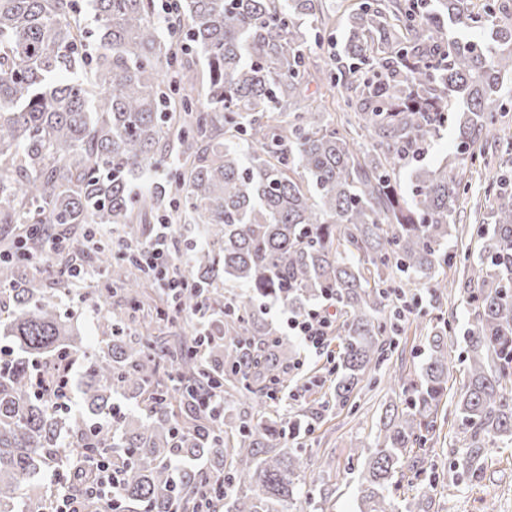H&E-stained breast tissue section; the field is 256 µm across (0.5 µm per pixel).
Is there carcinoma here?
Instances as JSON below:
<instances>
[{"mask_svg":"<svg viewBox=\"0 0 512 512\" xmlns=\"http://www.w3.org/2000/svg\"><path fill=\"white\" fill-rule=\"evenodd\" d=\"M89 7L0 0V224L15 229L0 240V512H49L35 483L49 469L62 475L57 492L84 493L91 450L119 464L112 512H194L201 484L221 473L250 485L224 495V512H286L307 486L290 445L304 423L267 413L266 395L288 385L299 353L257 301L293 315L336 308L330 383L343 407L395 347L406 288L433 279L431 296L444 299L436 273L452 260L455 202L512 103L508 2L361 0L334 72L306 61L325 0H166L165 26L155 0ZM450 23L473 36H448ZM312 83L352 91L344 120L309 101ZM448 127L452 151L424 162ZM167 202L164 217L203 233L177 277L223 313L207 319L202 361L188 322L174 343L152 342L153 323L178 317L133 255L112 260L109 245L90 244L93 226L111 224L131 250ZM487 209L482 255L464 256L459 280L476 320L454 407L470 478L490 444L512 438V171L489 185ZM27 256L43 260L38 272ZM92 257L107 270L106 286L87 291L102 327L93 343L57 302L66 270ZM450 333L435 326L419 379L385 404L359 512H426L393 490L407 455L436 433ZM70 363L79 413L40 391ZM203 380L237 394L222 421L175 391Z\"/></svg>","mask_w":512,"mask_h":512,"instance_id":"carcinoma-1","label":"carcinoma"}]
</instances>
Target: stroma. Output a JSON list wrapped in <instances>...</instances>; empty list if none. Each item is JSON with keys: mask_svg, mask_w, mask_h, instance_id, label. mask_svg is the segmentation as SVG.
I'll use <instances>...</instances> for the list:
<instances>
[{"mask_svg": "<svg viewBox=\"0 0 512 512\" xmlns=\"http://www.w3.org/2000/svg\"><path fill=\"white\" fill-rule=\"evenodd\" d=\"M476 201V196L469 194L457 205L459 237L454 250L461 256L475 257L482 251L478 229L486 211L477 208ZM409 293L421 297L422 303L401 320L398 345L390 359L376 375L364 378L345 407L326 413L304 435L302 470L316 483L310 497L295 503L296 512H357L356 475L367 446L374 443L380 407L395 395L388 383L390 374L400 375L407 382L415 379L426 353L425 337L436 322L448 321L460 337L473 320L462 295L450 296L438 307L429 298L426 282L412 285ZM338 352L339 340L334 337L321 353H307L303 368L294 373L296 395L287 401L290 408L309 407L321 396L319 383L333 371ZM448 366L451 395L463 383L457 355H450ZM450 395L444 398L437 416L438 437L428 441L418 468L404 470L396 497L425 496L429 512H512V443L504 441L491 448L481 477H457L462 444Z\"/></svg>", "mask_w": 512, "mask_h": 512, "instance_id": "1", "label": "stroma"}]
</instances>
